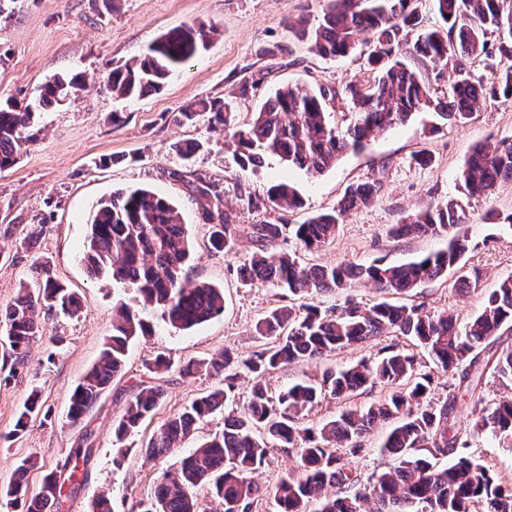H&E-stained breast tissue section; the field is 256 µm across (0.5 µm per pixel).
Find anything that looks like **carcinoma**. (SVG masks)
Wrapping results in <instances>:
<instances>
[{"label":"carcinoma","instance_id":"carcinoma-1","mask_svg":"<svg viewBox=\"0 0 512 512\" xmlns=\"http://www.w3.org/2000/svg\"><path fill=\"white\" fill-rule=\"evenodd\" d=\"M416 0H327L322 19L311 31L315 51L322 57H344L357 48L359 37L369 35L368 62L373 77L351 81L342 95L355 109L345 129L328 122L336 89L282 87L274 99L255 114L252 123H235L228 101L200 99L182 108L174 118L192 122L209 115L210 123L224 126L234 146L236 165L259 167L270 155L316 177L336 164L348 149H358L371 136L407 120L413 112L433 108L454 124L464 125L490 102L512 104V0H434L442 25L407 39L421 24ZM212 28L188 25L157 37L132 64L112 70L107 87L113 95L136 100L163 89L169 77L204 49ZM482 60L490 69L487 81L470 76L469 63ZM451 68L454 80L443 90L429 78V67ZM83 89L79 74H54L40 88L35 103L11 100L0 103V171L15 166L19 148L36 141L30 132L36 110L59 105ZM204 149L198 140L173 145L184 160ZM464 194L488 198L498 185L512 179V138L479 144L459 176ZM377 192L374 183L353 184L336 208L313 215L294 226L301 249L313 251L332 242L345 214L368 205ZM216 210L207 212L212 224L211 247L226 255L236 251L240 225L221 210V192H214ZM302 205L295 186L272 184L266 192L271 210ZM469 221L464 205L455 198L405 216L390 229L394 237L448 238V247L414 261L369 265L308 266L297 254L267 251V244L283 234L282 224L252 226L257 251L238 268L245 284L263 283L290 294L315 298L342 290L354 279L371 282L386 295H404L424 283L448 277L468 253L467 237L453 229ZM83 260L102 277L136 289L144 306L160 312L177 329L206 322L224 310V292L194 279L188 268L192 243L176 208L147 189L119 190L95 207ZM37 285H25L0 307V324L7 327L17 358L26 356L41 335L42 323L61 311L78 315L81 304L58 281L50 266L39 263ZM112 338L98 362L85 374L70 398L67 418L78 422L124 366L129 341L151 334L150 325L125 306L115 307ZM396 333L413 341L455 377L457 392L449 401L429 400L434 376L418 369L416 356L388 347L372 360L327 370L320 380L295 383L277 394L269 392L266 378L280 366L318 359L336 350L367 343ZM512 334V275L499 280L484 307L464 327L446 312L429 310L425 303L404 304L382 299L361 305L347 299L343 305L321 309L309 304L302 310L276 306L254 329L255 350L240 356L229 350L203 363L221 385L192 400L170 417L145 445L150 457L163 455L192 435L197 425L222 408L234 390L239 372L249 379L246 403L224 418V430L184 457L179 467L164 474L153 494L131 502L127 512H248L259 498H273L277 512H512V490L505 491L486 467L461 457L439 467L433 459L457 448L460 438L449 424L457 398L474 396L486 371L501 385H512V347L501 338ZM395 388L387 400L364 410H344L319 428L302 425L303 413L326 395L344 399L368 386ZM164 396L159 386H140L115 427L122 440L152 416ZM32 396L20 412L11 436L24 433L36 412ZM393 420L382 450L397 464L375 482L361 486L352 469L337 455L346 447L361 451V439L379 421ZM475 429L512 445V400L502 399L485 408ZM292 446L299 451L302 475L284 479L273 488L255 481L268 462L270 449ZM90 449H73L63 468L76 478L87 464ZM34 464L27 458L17 465L0 499L21 512H60L61 476L47 474L40 491L25 492L26 474ZM206 488L209 497L193 493ZM336 493L329 496L326 489Z\"/></svg>","mask_w":512,"mask_h":512}]
</instances>
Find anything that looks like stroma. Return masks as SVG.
<instances>
[{"instance_id":"35a3bbf8","label":"stroma","mask_w":512,"mask_h":512,"mask_svg":"<svg viewBox=\"0 0 512 512\" xmlns=\"http://www.w3.org/2000/svg\"><path fill=\"white\" fill-rule=\"evenodd\" d=\"M326 0H0V101L34 102L45 79L54 74H82L85 87L70 103L41 112L33 127L36 141L23 145L19 162L0 172V305L13 300L21 284L33 282L34 263H48L54 277L84 302L75 317L53 316L24 361H17L0 327V487L15 466L30 454L39 464L29 474L28 491L37 493L44 477L64 462L71 449L90 444L93 456L80 485L63 499L61 512H91L93 500L108 495L117 512L126 501L147 495L164 473L174 470L192 448L224 428V413L201 423L182 447L166 455L146 456L144 446L173 413L218 385L198 373L180 369L191 362L231 350L247 354L256 341V323L276 305L301 307L298 295L262 284H243L238 266L255 250L249 236H240L236 254L211 251L212 227L204 219L214 199L198 191L199 181L216 187L224 208L237 224H298L311 215L336 208L346 188L358 182H379L372 202L348 212L334 241L303 252L293 235H285L269 251L300 252L309 265L407 262L446 248L443 239L395 238L388 230L409 212L455 197L470 214L459 228L471 241L465 270L479 269V285L459 291L458 271L447 280L414 289V301L453 313L459 325L483 307L485 297L503 276L512 274V182L501 183L490 198H467L459 180L472 149L481 143L512 137V105L491 103L464 125L440 119L432 110L414 112L404 123L345 153L324 174L312 177L278 158L243 171L232 160L233 148L224 129L198 118L191 124L173 119L186 104L200 98L233 102L237 124L253 120L278 88L301 85L339 89L352 80H367L366 46L335 59L312 49L300 28H312ZM216 25L206 49L174 74L165 87L136 101L113 96L106 87L112 68L138 58L161 34L185 25ZM197 139L204 150L183 161L173 143ZM428 151L433 162L418 165L414 156ZM290 181L303 204L295 209L265 208L272 182ZM145 188L167 198L178 210L193 245L191 273L224 291V310L189 330L165 324L157 312L143 307L135 289L92 276L81 260L87 219L100 199L112 192ZM496 211L501 223L483 220ZM125 305L153 326L152 335L130 342L125 367L77 424L66 411L70 397L97 362L112 336L113 309ZM411 349L405 337L390 333L338 351L326 358L281 367L268 381L271 391L321 376L378 356L382 347ZM170 360L169 371L149 372L157 356ZM158 385L164 398L154 416L124 441H116L112 425L139 385ZM39 392L41 412L18 438L10 433L24 402ZM389 387L375 386L348 400L322 399L305 417L316 426L345 409H363L384 401ZM473 403L457 404L451 418L464 445L456 456L476 459L496 480L512 489V446L475 432ZM389 430L381 424L362 440L350 464L361 484L394 463L379 446ZM125 460L115 464L117 451Z\"/></svg>"}]
</instances>
